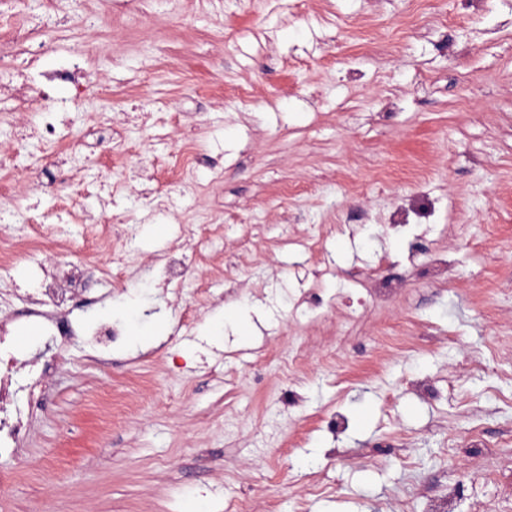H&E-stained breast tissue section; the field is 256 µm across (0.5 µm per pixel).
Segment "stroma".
I'll list each match as a JSON object with an SVG mask.
<instances>
[{
	"mask_svg": "<svg viewBox=\"0 0 512 512\" xmlns=\"http://www.w3.org/2000/svg\"><path fill=\"white\" fill-rule=\"evenodd\" d=\"M31 17L56 48L40 67L78 53L114 90L62 120L135 154L72 150L73 179L120 187L137 223L72 316L150 301L111 365L56 356L0 512H428L451 491L453 512H512V0H0L1 27ZM46 152L7 168L21 241L59 208L26 186ZM157 187L173 207L138 200ZM77 208L71 253L0 269L1 323L87 253L100 204ZM214 220L210 264L162 286L180 225ZM376 277L395 289L366 295Z\"/></svg>",
	"mask_w": 512,
	"mask_h": 512,
	"instance_id": "stroma-1",
	"label": "stroma"
}]
</instances>
